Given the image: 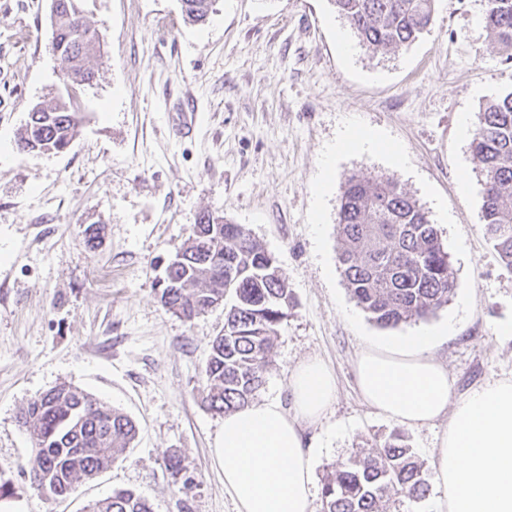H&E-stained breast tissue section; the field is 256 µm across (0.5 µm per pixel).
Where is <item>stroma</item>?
<instances>
[{"mask_svg": "<svg viewBox=\"0 0 512 512\" xmlns=\"http://www.w3.org/2000/svg\"><path fill=\"white\" fill-rule=\"evenodd\" d=\"M84 9L100 41L97 77L80 92L70 148L39 154L16 143L28 110L53 101L63 79L49 0H0V512H86L121 489L154 512H234L216 455L224 418L202 401L225 310L183 320L157 285L205 209L276 257L293 299L259 399H287L289 370L310 356L336 379L331 412L307 431L315 485L351 449L395 433L433 472L446 421L413 429L377 415L353 364L365 341L444 326L435 355L453 398L512 378V271L484 234L478 164L462 131L512 91V61L492 43L483 0H435L434 22L414 43L387 54L358 44L350 55L330 0H215L195 25L181 0H85ZM183 110L197 115L193 133L178 130ZM353 127L382 133L402 164L335 152ZM355 174L398 182L441 234L457 292L425 321L380 327L343 281L336 208ZM91 224L104 227L94 250L84 244ZM62 384L139 432L60 500L32 484L17 415ZM172 454L192 488L168 470Z\"/></svg>", "mask_w": 512, "mask_h": 512, "instance_id": "stroma-1", "label": "stroma"}]
</instances>
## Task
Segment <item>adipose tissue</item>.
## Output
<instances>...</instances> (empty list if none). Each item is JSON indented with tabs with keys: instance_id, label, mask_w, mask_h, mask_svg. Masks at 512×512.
I'll return each mask as SVG.
<instances>
[{
	"instance_id": "ef3b65f1",
	"label": "adipose tissue",
	"mask_w": 512,
	"mask_h": 512,
	"mask_svg": "<svg viewBox=\"0 0 512 512\" xmlns=\"http://www.w3.org/2000/svg\"><path fill=\"white\" fill-rule=\"evenodd\" d=\"M439 332L385 346L366 343L354 362L365 404L411 428L448 426L433 450L442 496L436 512H512V379L450 402L447 367L433 355ZM289 402L267 399L225 415L218 455L235 512H312L314 465L305 431L323 421L336 381L319 358L291 369Z\"/></svg>"
}]
</instances>
